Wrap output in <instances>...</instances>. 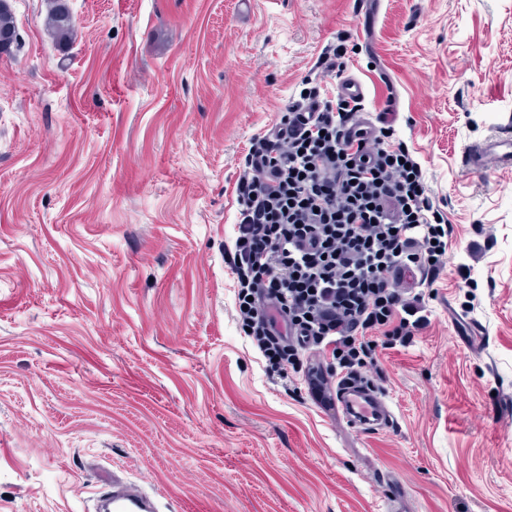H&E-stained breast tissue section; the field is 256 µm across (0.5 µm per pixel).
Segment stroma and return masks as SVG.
Masks as SVG:
<instances>
[{
  "instance_id": "stroma-1",
  "label": "stroma",
  "mask_w": 512,
  "mask_h": 512,
  "mask_svg": "<svg viewBox=\"0 0 512 512\" xmlns=\"http://www.w3.org/2000/svg\"><path fill=\"white\" fill-rule=\"evenodd\" d=\"M0 54V512H512V0H11ZM352 76L448 227L425 321L350 420L237 320V183L254 138ZM63 0H47L48 13H47V29L53 39L59 45H65L69 41L73 30V20L71 14L68 12L69 7L67 1ZM104 496L111 503L113 512H152L153 510L151 501L132 488L114 486Z\"/></svg>"
}]
</instances>
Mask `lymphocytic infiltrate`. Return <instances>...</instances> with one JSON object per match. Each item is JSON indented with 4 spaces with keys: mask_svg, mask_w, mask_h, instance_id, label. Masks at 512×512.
I'll return each mask as SVG.
<instances>
[{
    "mask_svg": "<svg viewBox=\"0 0 512 512\" xmlns=\"http://www.w3.org/2000/svg\"><path fill=\"white\" fill-rule=\"evenodd\" d=\"M363 123L341 98L293 103L257 138L237 186L239 315L270 371L331 347L335 370L306 369L320 392L374 355V333L412 336L422 297L399 276L415 269L432 285L447 254L420 165L391 129Z\"/></svg>",
    "mask_w": 512,
    "mask_h": 512,
    "instance_id": "obj_1",
    "label": "lymphocytic infiltrate"
}]
</instances>
